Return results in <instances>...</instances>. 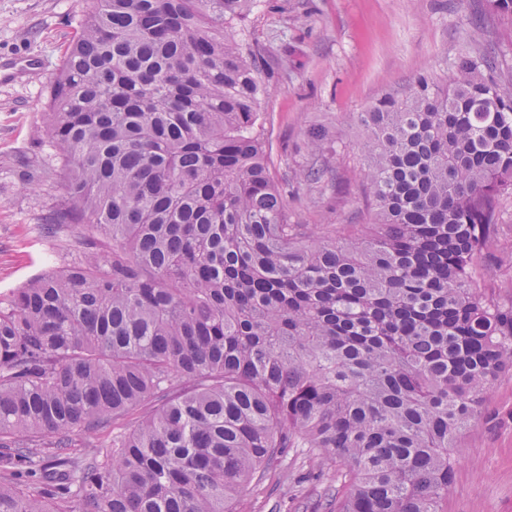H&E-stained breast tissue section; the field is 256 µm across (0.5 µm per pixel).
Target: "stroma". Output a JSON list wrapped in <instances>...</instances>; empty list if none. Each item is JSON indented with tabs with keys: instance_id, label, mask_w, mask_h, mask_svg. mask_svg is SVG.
<instances>
[{
	"instance_id": "35a3bbf8",
	"label": "stroma",
	"mask_w": 512,
	"mask_h": 512,
	"mask_svg": "<svg viewBox=\"0 0 512 512\" xmlns=\"http://www.w3.org/2000/svg\"><path fill=\"white\" fill-rule=\"evenodd\" d=\"M93 0H0V295L77 258L85 228L46 235L65 200L46 127L49 89L74 30ZM512 16L486 0H255L236 30L242 47L263 45L260 80L270 173L282 181L309 156L311 132L332 133V176L362 157L356 115L420 75L447 85L464 52L493 55L496 78L512 83ZM354 196L299 188L288 198L295 224H363ZM497 292L512 290V198L502 203L498 242L485 258ZM449 455L454 476L442 512H512V375L484 398L480 419ZM349 478L305 448H291L241 498L239 512H327V494Z\"/></svg>"
}]
</instances>
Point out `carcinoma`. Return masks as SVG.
I'll return each mask as SVG.
<instances>
[{
  "label": "carcinoma",
  "instance_id": "cac0c4a2",
  "mask_svg": "<svg viewBox=\"0 0 512 512\" xmlns=\"http://www.w3.org/2000/svg\"><path fill=\"white\" fill-rule=\"evenodd\" d=\"M251 2L95 0L63 55L53 224L86 248L0 296V512H236L287 448L348 468L336 512H440L448 448L512 371V298L478 271L512 194V84L464 55L448 87L358 113L370 223L315 233L270 175L263 50L228 30ZM334 152L313 133L293 182Z\"/></svg>",
  "mask_w": 512,
  "mask_h": 512
}]
</instances>
